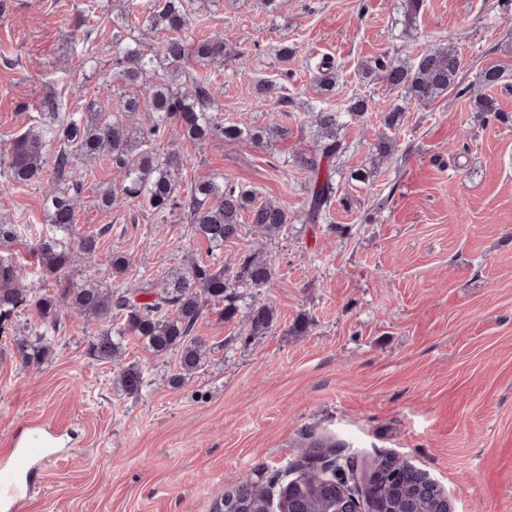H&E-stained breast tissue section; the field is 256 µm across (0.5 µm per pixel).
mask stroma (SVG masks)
Wrapping results in <instances>:
<instances>
[{
  "mask_svg": "<svg viewBox=\"0 0 512 512\" xmlns=\"http://www.w3.org/2000/svg\"><path fill=\"white\" fill-rule=\"evenodd\" d=\"M128 9V0H9L0 14V145L26 129L52 90L75 110L91 99L118 107L102 74L112 48L101 33ZM88 14L101 28L91 43L100 68L70 74ZM394 15V0H282L274 12L261 0H220L196 16L194 37L224 40V61L212 69L222 119L281 121L276 97L253 90L281 79L294 101V135L261 147L194 146L172 130L164 145L192 156L184 183L226 177L285 207L292 222L274 241L249 234L208 252L179 215L128 204L100 210L96 192L111 181L110 164L81 166L78 228L102 237L95 260L76 259L74 273L91 267L111 281L110 259L121 253L130 267L120 285L150 288L185 256L231 267L260 248L277 276L254 297L277 319L244 342L243 322L206 314L195 332L217 349L178 390L166 382L172 358L130 343L122 365L141 366L150 381L133 395L118 388L112 364L89 355L97 324L63 311L36 365L21 359L16 340L37 318H14L0 336V467L32 425L53 428L57 453L16 512H213L239 477L284 470L297 478L303 446L315 439L367 463L403 459L447 491L455 512H512V124H485L470 110L481 92L476 70L499 64L507 77L494 94L512 113V0H424L406 35ZM449 37L464 55L459 84L407 111L398 148L372 184L351 181L352 169L370 165L381 114L396 101L360 82L359 62L399 46L414 55ZM281 44L297 50L286 65L274 51ZM325 58L343 83L336 101L357 93L370 108L364 124L348 128L337 161L350 209L332 205L325 223L307 224L294 157L314 146L308 110ZM48 189L0 178V220L23 227L0 256L31 262Z\"/></svg>",
  "mask_w": 512,
  "mask_h": 512,
  "instance_id": "1",
  "label": "stroma"
}]
</instances>
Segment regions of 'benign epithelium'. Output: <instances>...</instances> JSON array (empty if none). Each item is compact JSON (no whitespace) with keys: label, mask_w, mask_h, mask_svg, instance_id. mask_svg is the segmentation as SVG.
<instances>
[{"label":"benign epithelium","mask_w":512,"mask_h":512,"mask_svg":"<svg viewBox=\"0 0 512 512\" xmlns=\"http://www.w3.org/2000/svg\"><path fill=\"white\" fill-rule=\"evenodd\" d=\"M307 467L315 478L336 496L338 512H416L414 504L420 501L431 504V512H454L448 494L422 470H416V481L411 498L394 507L371 497L369 489L376 483L387 481L399 484L401 460L384 458L376 466L354 467L349 458L331 456L323 449L305 458ZM305 487L298 479L284 488L278 503L279 512H307L302 495Z\"/></svg>","instance_id":"obj_1"}]
</instances>
